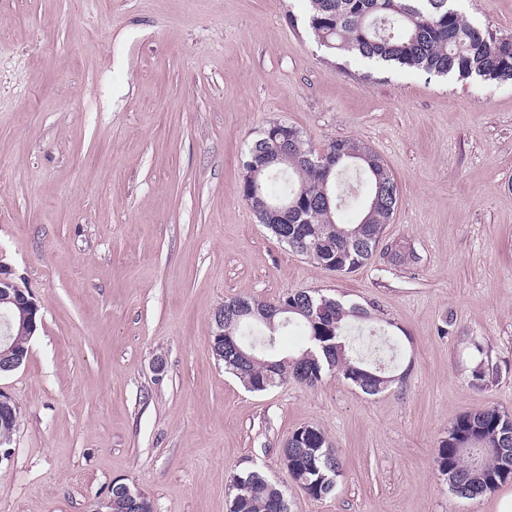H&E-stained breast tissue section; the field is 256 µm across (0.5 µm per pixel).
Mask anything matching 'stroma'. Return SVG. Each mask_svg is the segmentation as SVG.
<instances>
[{"label":"stroma","mask_w":512,"mask_h":512,"mask_svg":"<svg viewBox=\"0 0 512 512\" xmlns=\"http://www.w3.org/2000/svg\"><path fill=\"white\" fill-rule=\"evenodd\" d=\"M451 4L512 35V0ZM307 15V0H0V257L41 317L0 375L19 413L0 512H88L115 483L155 512H229L251 470L290 512H497L512 494L456 497L434 462L461 414L512 415V85L332 55ZM272 119L315 150L355 139L382 157L400 191L383 241L410 260L337 275L258 222L238 185ZM298 291L399 337L395 382L252 392L228 373L216 309ZM481 353L499 376L477 387ZM306 425L340 465L319 499L282 453Z\"/></svg>","instance_id":"35a3bbf8"}]
</instances>
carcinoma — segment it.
Instances as JSON below:
<instances>
[{"label": "carcinoma", "instance_id": "carcinoma-1", "mask_svg": "<svg viewBox=\"0 0 512 512\" xmlns=\"http://www.w3.org/2000/svg\"><path fill=\"white\" fill-rule=\"evenodd\" d=\"M308 26L314 40L331 54H351L394 69H417L433 76L453 74L484 83L512 84V35L503 36L464 20L448 0H308ZM319 153L301 132L282 120L263 127L248 147L246 162L258 166L256 183L239 182V195L258 221L293 252L336 273L349 272L370 260L382 243L384 225L399 203L397 183L381 157L351 139H337ZM362 175L363 202L351 224L336 221L348 206L339 176ZM288 209L270 218L275 207ZM290 311L274 303L234 297L224 302V329L251 347L247 356L224 350V368L253 392L268 390L288 378L309 386L323 374L337 372L367 395L393 382L391 367L400 356L394 336L373 361L357 350L348 335L351 322H365L370 312L359 305L318 292L288 294ZM326 315L318 314L319 308ZM0 306V342L28 354L29 333L13 324L4 333ZM292 326L303 329L306 348L288 360L278 358L280 338ZM497 370L483 360L471 370V381L487 384ZM284 454L293 464L291 477L312 498L330 494L339 476L333 448L318 428L296 430ZM435 465L452 493L474 499L512 479V417L493 408L469 411L441 440ZM230 512H290L283 491L253 470L233 477Z\"/></svg>", "mask_w": 512, "mask_h": 512}]
</instances>
